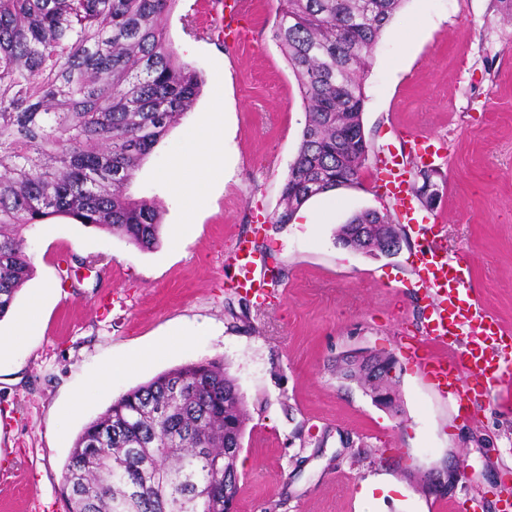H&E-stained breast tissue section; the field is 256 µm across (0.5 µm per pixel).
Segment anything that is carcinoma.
<instances>
[{"label": "carcinoma", "instance_id": "cac0c4a2", "mask_svg": "<svg viewBox=\"0 0 512 512\" xmlns=\"http://www.w3.org/2000/svg\"><path fill=\"white\" fill-rule=\"evenodd\" d=\"M176 0H0V319L34 274L23 231L66 217L139 249L159 244L162 214L127 194L136 172L191 109L202 79L163 21ZM403 0H288L272 29L307 112L283 186L287 224L310 198L356 182L369 158L365 68ZM389 213L356 214L336 239L385 253ZM397 361L348 359L343 379L386 407ZM249 419L221 361L164 371L88 423L64 467L65 512H233Z\"/></svg>", "mask_w": 512, "mask_h": 512}]
</instances>
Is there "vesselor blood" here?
Returning <instances> with one entry per match:
<instances>
[{
    "label": "vessel or blood",
    "instance_id": "b4317fda",
    "mask_svg": "<svg viewBox=\"0 0 512 512\" xmlns=\"http://www.w3.org/2000/svg\"><path fill=\"white\" fill-rule=\"evenodd\" d=\"M441 150L440 140L413 135L405 141L403 154L377 157L380 187L392 201L401 223L410 226L431 220L430 215L420 212L410 195L406 158L430 164L440 157ZM227 260L238 269L236 288L252 296L257 305H265L270 292L266 281L257 275L262 258L252 241L238 239ZM411 266L415 277L405 281L404 286L429 298L430 314L423 340L408 341L406 350L414 355L422 346L433 347L424 370L435 388L465 408L511 384L512 333L504 331L476 300L464 298V269L449 259L443 239L413 252Z\"/></svg>",
    "mask_w": 512,
    "mask_h": 512
}]
</instances>
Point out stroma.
<instances>
[{
  "mask_svg": "<svg viewBox=\"0 0 512 512\" xmlns=\"http://www.w3.org/2000/svg\"><path fill=\"white\" fill-rule=\"evenodd\" d=\"M284 0H251L241 38H224L213 0H176L170 43L204 77L193 108L156 146L129 187L161 207L160 244L141 250L95 227L54 218L26 230L34 275L0 319V512H64L62 470L83 428L128 390L179 365L221 360L244 394L249 421L234 512H452L468 498L500 512L512 491V401L493 396L458 413L404 352L422 336L423 297L400 287L410 256L436 237L467 265L469 288L512 331V18L495 0H404L360 78L372 153L400 152L412 133L444 139L423 210L395 254L366 255L335 241L356 213L392 209L367 163L358 182L314 196L311 223L278 224L281 191L306 123L298 82L271 39ZM224 105L218 170L203 204L172 189L173 154L196 161L193 134L214 99ZM196 232L183 239V222ZM265 264L284 276L270 305L233 288L224 258L251 224ZM89 260L76 287L66 259ZM38 315L16 320L30 305ZM151 348L150 363L109 366ZM383 352L400 368L397 409L337 378L345 355ZM462 478L447 495L423 479L446 467ZM383 474L393 491L358 499Z\"/></svg>",
  "mask_w": 512,
  "mask_h": 512,
  "instance_id": "stroma-1",
  "label": "stroma"
}]
</instances>
